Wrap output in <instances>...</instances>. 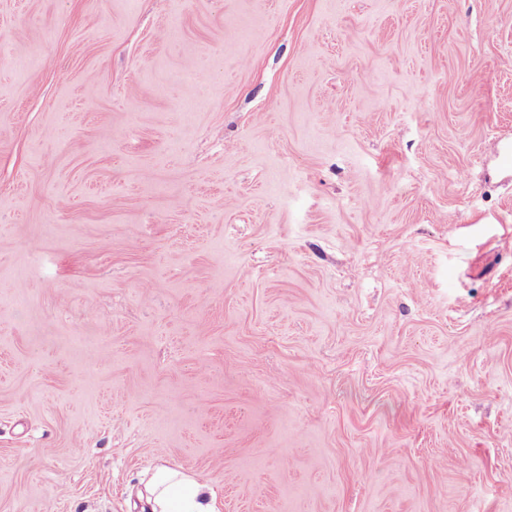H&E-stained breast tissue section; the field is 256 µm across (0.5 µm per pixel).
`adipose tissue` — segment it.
<instances>
[{
  "mask_svg": "<svg viewBox=\"0 0 512 512\" xmlns=\"http://www.w3.org/2000/svg\"><path fill=\"white\" fill-rule=\"evenodd\" d=\"M147 503L148 512H216L206 484L168 468L152 476Z\"/></svg>",
  "mask_w": 512,
  "mask_h": 512,
  "instance_id": "ef3b65f1",
  "label": "adipose tissue"
}]
</instances>
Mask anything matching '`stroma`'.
<instances>
[{"instance_id": "1", "label": "stroma", "mask_w": 512, "mask_h": 512, "mask_svg": "<svg viewBox=\"0 0 512 512\" xmlns=\"http://www.w3.org/2000/svg\"><path fill=\"white\" fill-rule=\"evenodd\" d=\"M512 0H0V512H512ZM147 503L149 512H216L206 484L168 468L152 476Z\"/></svg>"}]
</instances>
